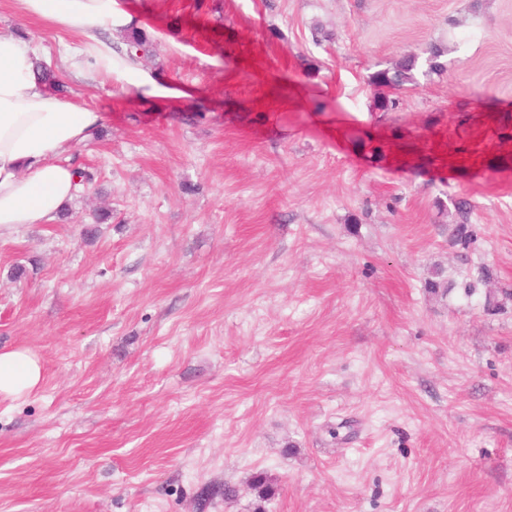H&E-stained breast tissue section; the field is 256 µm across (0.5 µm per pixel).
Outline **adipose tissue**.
<instances>
[{
    "mask_svg": "<svg viewBox=\"0 0 512 512\" xmlns=\"http://www.w3.org/2000/svg\"><path fill=\"white\" fill-rule=\"evenodd\" d=\"M115 0H19L24 16L78 31L94 60L112 47L101 38L114 27ZM33 41L0 34V231L55 218L79 190L61 158L91 140L104 122L97 110L46 89L37 76ZM42 380L38 359L25 349L0 352V396L18 397Z\"/></svg>",
    "mask_w": 512,
    "mask_h": 512,
    "instance_id": "obj_1",
    "label": "adipose tissue"
}]
</instances>
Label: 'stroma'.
<instances>
[{
  "mask_svg": "<svg viewBox=\"0 0 512 512\" xmlns=\"http://www.w3.org/2000/svg\"><path fill=\"white\" fill-rule=\"evenodd\" d=\"M115 13L157 91L0 0L105 117L67 154L92 182L0 235V351L42 366L0 397V512H255L258 476L268 512H512V0ZM417 57L414 54L403 56L392 68L381 69L373 73L371 82L376 86L403 88L416 84L415 70Z\"/></svg>",
  "mask_w": 512,
  "mask_h": 512,
  "instance_id": "obj_1",
  "label": "stroma"
}]
</instances>
